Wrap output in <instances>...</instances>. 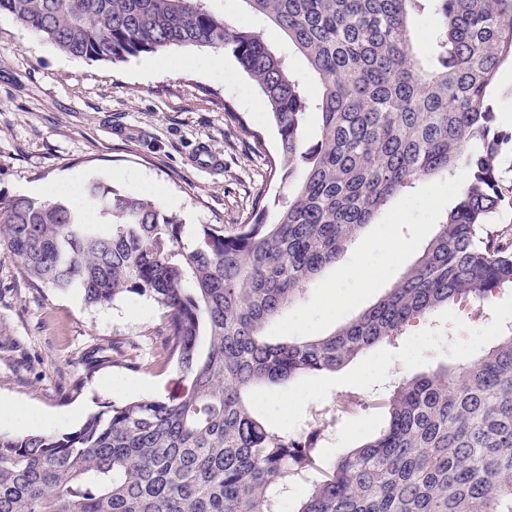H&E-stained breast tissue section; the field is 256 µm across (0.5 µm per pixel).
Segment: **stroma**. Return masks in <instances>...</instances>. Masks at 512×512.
<instances>
[{"label": "stroma", "instance_id": "stroma-1", "mask_svg": "<svg viewBox=\"0 0 512 512\" xmlns=\"http://www.w3.org/2000/svg\"><path fill=\"white\" fill-rule=\"evenodd\" d=\"M209 5L228 23L263 33L293 71L307 73L303 56L244 0ZM213 55L172 47L152 58L153 68L145 55L114 63L74 58L1 14L0 197L99 180L121 193L149 194L188 224L241 223L260 194L276 208L292 184L264 160L279 145L270 109L232 56L217 72L208 64ZM231 110L239 123L229 121ZM252 131L263 137L265 155L251 150ZM208 151L220 156V168H203L199 156ZM458 189L456 177L444 175L392 198L269 325V339L330 334L375 303L422 254ZM390 238L408 250L390 258ZM510 325L511 293L491 300L482 317L458 301L414 321L398 346L380 343L336 372L269 386L252 393L251 404L291 433L324 413L317 445L328 463L385 425L373 401L390 385L470 360ZM166 334L154 300L127 295L88 305L75 294L30 287L0 247V430L68 432L109 402L178 392L179 372L156 367Z\"/></svg>", "mask_w": 512, "mask_h": 512}]
</instances>
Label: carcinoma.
Returning a JSON list of instances; mask_svg holds the SVG:
<instances>
[{
    "mask_svg": "<svg viewBox=\"0 0 512 512\" xmlns=\"http://www.w3.org/2000/svg\"><path fill=\"white\" fill-rule=\"evenodd\" d=\"M306 58L287 59L208 0H0L61 52L124 61L171 46L222 49L259 86L279 135L267 161L296 186L267 221L199 224L101 181L79 203L0 198V246L33 288L91 305L146 296L167 313L164 364L183 385L114 402L62 434L0 431V512H512V332L462 364L392 385L388 422L320 466L315 433L261 419L250 391L334 372L459 299L476 312L512 288V131L488 90L512 60V0H245ZM438 25L428 47L414 34ZM320 139L301 148L304 119ZM462 169L469 179L416 263L328 336L272 343L266 326L340 260L394 196Z\"/></svg>",
    "mask_w": 512,
    "mask_h": 512,
    "instance_id": "1",
    "label": "carcinoma"
}]
</instances>
